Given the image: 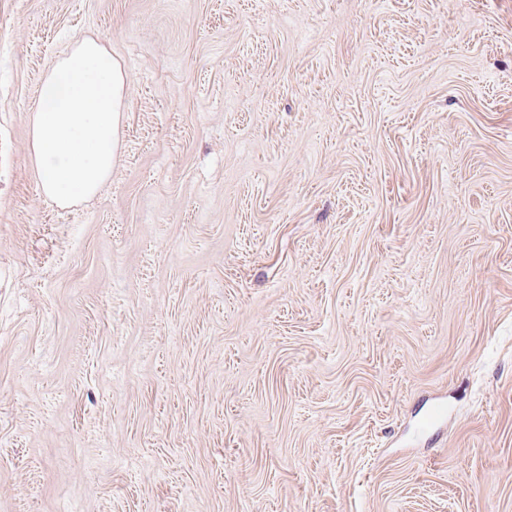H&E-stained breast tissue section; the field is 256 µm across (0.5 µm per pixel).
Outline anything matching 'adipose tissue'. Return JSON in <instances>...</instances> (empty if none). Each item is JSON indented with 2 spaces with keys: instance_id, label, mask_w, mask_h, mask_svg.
<instances>
[{
  "instance_id": "obj_1",
  "label": "adipose tissue",
  "mask_w": 512,
  "mask_h": 512,
  "mask_svg": "<svg viewBox=\"0 0 512 512\" xmlns=\"http://www.w3.org/2000/svg\"><path fill=\"white\" fill-rule=\"evenodd\" d=\"M128 75L101 40L82 39L50 67L30 147L44 196L61 205L94 194L119 148Z\"/></svg>"
}]
</instances>
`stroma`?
Instances as JSON below:
<instances>
[{"instance_id":"1","label":"stroma","mask_w":512,"mask_h":512,"mask_svg":"<svg viewBox=\"0 0 512 512\" xmlns=\"http://www.w3.org/2000/svg\"><path fill=\"white\" fill-rule=\"evenodd\" d=\"M0 512H512V0H0ZM128 75L101 40L82 39L50 67L30 147L44 196L59 205L94 194L119 148Z\"/></svg>"}]
</instances>
